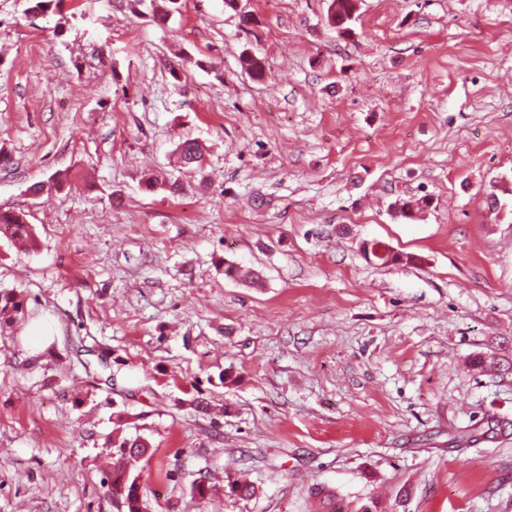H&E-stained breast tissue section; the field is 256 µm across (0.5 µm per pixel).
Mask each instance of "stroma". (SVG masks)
I'll return each instance as SVG.
<instances>
[{
	"label": "stroma",
	"instance_id": "stroma-1",
	"mask_svg": "<svg viewBox=\"0 0 512 512\" xmlns=\"http://www.w3.org/2000/svg\"><path fill=\"white\" fill-rule=\"evenodd\" d=\"M329 3L0 0V512H118L137 435L145 512H512V0ZM332 5L336 4L338 5V21L336 22V12L332 16L331 14V8L332 5H329L328 8V22L331 26L336 28V31L342 35H349L353 33V29L350 27L351 23L356 20V4L355 2H358V0H331L330 1ZM355 11L354 17H352V12ZM346 20H348L346 22ZM0 224H6L12 228V236L15 241L31 249L36 246L30 224H27L25 215L16 212H0ZM24 311V302L16 291H0V324L2 319L15 321ZM149 448L146 439H124L118 445H113L112 454H116L122 460L109 475L107 493L116 499L123 512H143L141 487L137 477L131 476L129 466L137 463ZM310 495L318 502L319 512H377L375 502L369 497L367 504L360 508H353L350 502L329 486H315L311 488Z\"/></svg>",
	"mask_w": 512,
	"mask_h": 512
}]
</instances>
